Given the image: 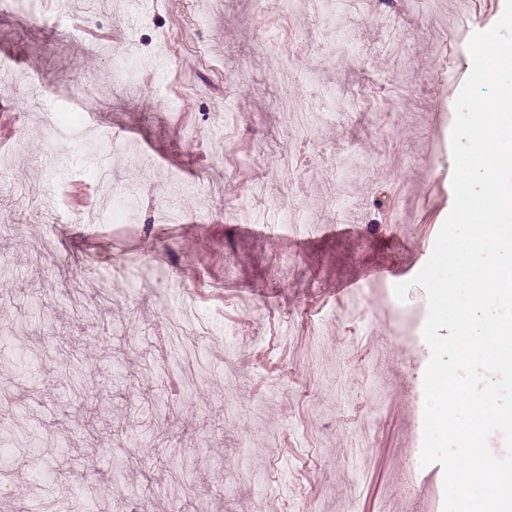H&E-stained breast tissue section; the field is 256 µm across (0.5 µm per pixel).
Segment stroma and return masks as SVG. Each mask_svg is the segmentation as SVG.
I'll list each match as a JSON object with an SVG mask.
<instances>
[{
  "mask_svg": "<svg viewBox=\"0 0 512 512\" xmlns=\"http://www.w3.org/2000/svg\"><path fill=\"white\" fill-rule=\"evenodd\" d=\"M196 0H147L137 53L120 62L128 29L103 0L86 19L84 0H37L0 15V156L14 186L0 192V223L21 233L0 240V374L14 377L11 420L41 426L34 446L0 442V479L25 474V498L0 497V512H43L53 480L69 482L87 512H119L121 493L163 481L145 512H410L423 495L444 501V469L420 465L423 380L430 349L404 336L396 311L426 308L421 288L398 302L393 287L428 261L453 205L454 103L470 72L462 33L491 28L499 12L469 13L470 0H441L420 15L417 0H390L404 29L389 35L369 0H350L339 28L354 30L363 59L310 52L299 9L266 15L242 0L194 18ZM59 21L76 38H51ZM316 70L344 88L342 116L308 134L271 112L277 86H259L266 56ZM400 80H392V73ZM131 76L136 95L116 84ZM83 95L63 96L69 80ZM231 101L233 116L217 118ZM291 152L300 166L282 186L271 160ZM132 187L133 205L95 192L101 170ZM310 225L268 229L244 212L249 184ZM179 213L160 221L164 197ZM70 223L48 226L45 202ZM96 205L100 224L78 217ZM136 254L169 284L109 281L114 263ZM360 295L362 315L349 314ZM191 309L208 335V369L170 411H132L174 380L154 359L158 319ZM77 350L84 399L68 376L60 396L42 388L60 351ZM232 395L235 410L221 401ZM416 459L413 489L401 488ZM95 485L94 497L84 493Z\"/></svg>",
  "mask_w": 512,
  "mask_h": 512,
  "instance_id": "obj_1",
  "label": "stroma"
}]
</instances>
